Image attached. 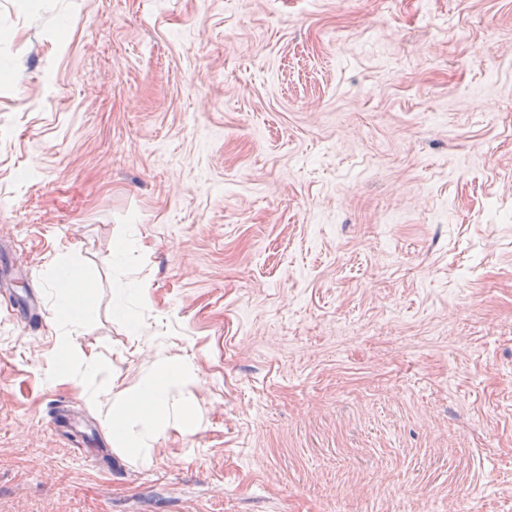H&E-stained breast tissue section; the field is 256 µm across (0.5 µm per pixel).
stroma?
<instances>
[{"label": "stroma", "mask_w": 512, "mask_h": 512, "mask_svg": "<svg viewBox=\"0 0 512 512\" xmlns=\"http://www.w3.org/2000/svg\"><path fill=\"white\" fill-rule=\"evenodd\" d=\"M4 60L5 512H512V0H0ZM59 255L113 393L198 367L150 464L45 374ZM148 288L145 284H135V288H116V311L119 318H121L129 327L131 335H138V324L130 316L125 307V297L128 294H133L139 297H147Z\"/></svg>", "instance_id": "1"}]
</instances>
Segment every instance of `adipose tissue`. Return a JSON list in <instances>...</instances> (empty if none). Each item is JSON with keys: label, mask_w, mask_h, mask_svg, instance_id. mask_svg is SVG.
I'll return each instance as SVG.
<instances>
[{"label": "adipose tissue", "mask_w": 512, "mask_h": 512, "mask_svg": "<svg viewBox=\"0 0 512 512\" xmlns=\"http://www.w3.org/2000/svg\"><path fill=\"white\" fill-rule=\"evenodd\" d=\"M53 288L56 342L49 353V372L69 377L77 371L82 381L103 380L105 361L77 354L70 338L84 315L86 283L82 271L68 257H58L54 262ZM196 377V367L191 362L162 358L139 386L117 393L109 425L118 448L146 464L153 443L167 428L184 433L196 431L200 422L191 405L185 403L176 408L171 402L173 392L195 382Z\"/></svg>", "instance_id": "ef3b65f1"}]
</instances>
